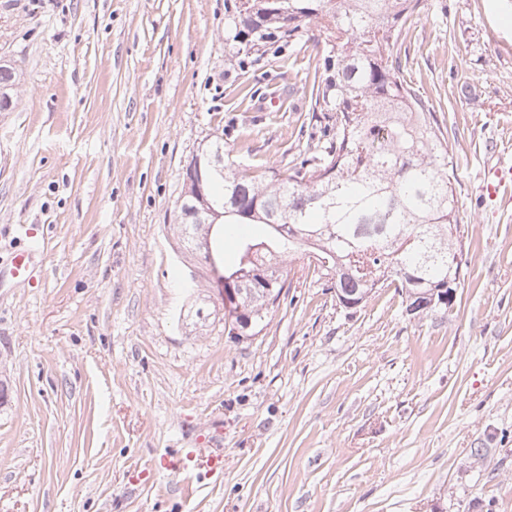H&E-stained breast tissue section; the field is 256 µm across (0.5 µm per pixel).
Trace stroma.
<instances>
[{
    "label": "stroma",
    "mask_w": 512,
    "mask_h": 512,
    "mask_svg": "<svg viewBox=\"0 0 512 512\" xmlns=\"http://www.w3.org/2000/svg\"><path fill=\"white\" fill-rule=\"evenodd\" d=\"M224 2L0 0V251L19 224L46 242L36 286L0 285V512H512V199L480 192L512 160V0H425L399 50L454 153L451 312L392 287L344 308L296 257L241 340L178 247L183 171L219 138L297 163L321 61L242 59ZM219 424L224 466L184 499L168 463ZM16 72L15 69L6 63L0 64V89L4 88L5 93L9 95L0 94V112H8L13 105V91L16 86Z\"/></svg>",
    "instance_id": "obj_1"
}]
</instances>
